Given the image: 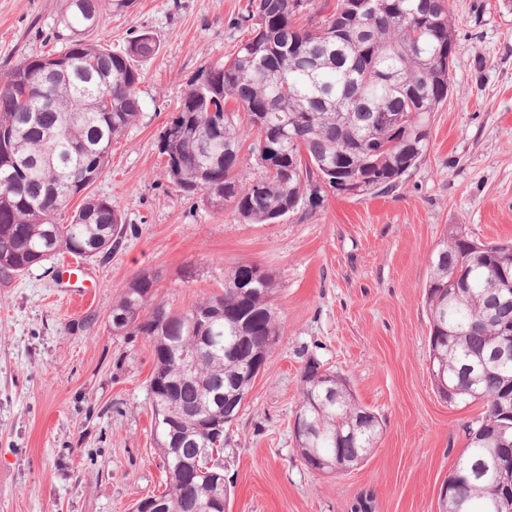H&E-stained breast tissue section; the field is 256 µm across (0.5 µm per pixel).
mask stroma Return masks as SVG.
I'll use <instances>...</instances> for the list:
<instances>
[{
	"label": "stroma",
	"instance_id": "stroma-1",
	"mask_svg": "<svg viewBox=\"0 0 512 512\" xmlns=\"http://www.w3.org/2000/svg\"><path fill=\"white\" fill-rule=\"evenodd\" d=\"M248 3L106 4L88 34L119 50L146 31L159 45L138 64L141 111L90 188L117 202L134 232L77 277L58 256L0 279V512H130L164 490L147 395L151 346L113 335L112 305L143 271L158 274V299L179 307L220 292L244 262L274 277L284 330L230 434L229 512H351L365 492L375 512H437L465 427L483 408L448 404L433 385L425 287L447 235L512 240V0H449L448 99L425 157L399 186L327 192L273 224H245L183 195L157 148L201 68L247 38L239 18ZM61 14L62 0H0V71L61 49ZM310 356L346 376L381 420L367 462L340 475L308 469L293 438Z\"/></svg>",
	"mask_w": 512,
	"mask_h": 512
}]
</instances>
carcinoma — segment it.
I'll use <instances>...</instances> for the list:
<instances>
[{"label":"carcinoma","mask_w":512,"mask_h":512,"mask_svg":"<svg viewBox=\"0 0 512 512\" xmlns=\"http://www.w3.org/2000/svg\"><path fill=\"white\" fill-rule=\"evenodd\" d=\"M100 0H65L66 34L59 51L28 59L0 76V277L10 279L68 253L105 258L130 227L120 206L88 193L109 164L112 143L136 121L141 106L138 62L154 56L153 36H134L122 51L86 39ZM338 0L315 29L300 24V0H253L242 21L250 37L222 64L204 67L158 140L168 181L187 196L201 194L218 213L231 209L247 224H272L304 202L322 197L320 181L343 179L354 196L398 186L426 155L431 117L448 98V52L455 26L447 0ZM246 116L248 127L241 125ZM260 168L241 186L236 168L243 145ZM332 162L336 172H325ZM76 197L71 223L58 215ZM512 280V242L478 243L453 233L437 247L425 290L429 357L444 370L456 400L480 402L484 414L465 431L466 442L448 475L456 488L439 512H492L500 494L496 461L511 448L491 436L512 415L500 411L512 390V358L495 362L491 347L501 324L512 323V296H498L502 272ZM157 275L139 273L112 305L123 336L153 345L149 380L155 443L166 472L157 494L161 512H206L229 506L231 485L180 468L171 456L166 418L185 434V460L200 449L222 457L197 432L198 413L224 421L214 390L245 400L282 326L272 304L275 281L258 264H241L223 292L173 310L156 299ZM210 349L186 364L171 352L195 346L188 327L215 307ZM296 408L309 436L296 440L312 471L336 459L362 465L378 442V418L358 401L346 377L310 356L300 377Z\"/></svg>","instance_id":"carcinoma-1"}]
</instances>
